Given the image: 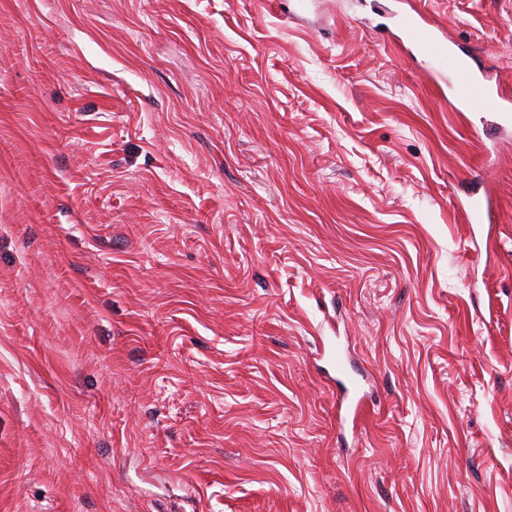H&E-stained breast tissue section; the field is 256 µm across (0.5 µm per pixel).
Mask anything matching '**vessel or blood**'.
Returning <instances> with one entry per match:
<instances>
[{
  "label": "vessel or blood",
  "mask_w": 512,
  "mask_h": 512,
  "mask_svg": "<svg viewBox=\"0 0 512 512\" xmlns=\"http://www.w3.org/2000/svg\"><path fill=\"white\" fill-rule=\"evenodd\" d=\"M398 27L412 45L415 58L427 68L439 74L454 69L457 82L451 88L449 100L453 108L469 105L471 99L478 95L488 111L500 113L506 119L512 117V100L497 90L482 87L479 66L474 65L472 59L451 52L447 41L427 29L423 14L403 16ZM336 391L346 417L358 419L366 405V393L361 384L342 373L336 379Z\"/></svg>",
  "instance_id": "obj_1"
}]
</instances>
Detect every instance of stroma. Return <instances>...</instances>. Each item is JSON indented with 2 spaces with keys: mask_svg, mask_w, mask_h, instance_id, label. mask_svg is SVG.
<instances>
[{
  "mask_svg": "<svg viewBox=\"0 0 512 512\" xmlns=\"http://www.w3.org/2000/svg\"><path fill=\"white\" fill-rule=\"evenodd\" d=\"M394 6L512 98V0H0V512H512V122ZM424 15L416 11L415 15H404L398 23V27L404 38L414 50V56L427 68L436 72L439 76L448 68H453L457 74V83L451 87L450 105L459 110L468 106L471 99L481 92L483 103L489 112H498L506 120L512 118L511 101L498 90L485 87L481 89V74L479 66L471 56L468 59L462 55L451 52L448 43L426 27ZM448 59L452 66L448 67ZM475 64V66L473 65ZM338 374L336 391L341 398L340 412L345 406V415L342 416L340 413V420L346 421L347 417L351 418L354 425L366 405V392L362 390L357 380L351 379L341 370H338Z\"/></svg>",
  "mask_w": 512,
  "mask_h": 512,
  "instance_id": "35a3bbf8",
  "label": "stroma"
}]
</instances>
